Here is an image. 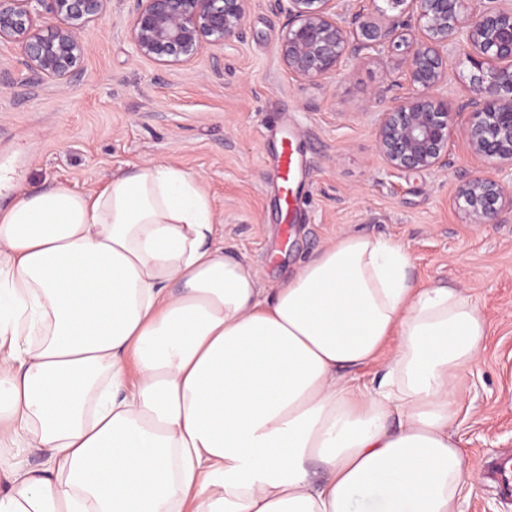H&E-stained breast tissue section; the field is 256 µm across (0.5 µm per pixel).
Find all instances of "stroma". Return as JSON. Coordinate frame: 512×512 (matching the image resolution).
<instances>
[{
  "mask_svg": "<svg viewBox=\"0 0 512 512\" xmlns=\"http://www.w3.org/2000/svg\"><path fill=\"white\" fill-rule=\"evenodd\" d=\"M134 0H110L80 34L84 53L66 82L37 79L10 44L0 45V169L14 192L63 182L87 193L148 161L199 176L231 256L246 257L265 285L279 283L344 233L403 242L419 286L465 290L484 315L482 357L457 381V433L475 474L458 512H512L485 477V460L512 449V218L471 224L451 202L474 168L454 134L443 169L390 171L374 140L379 96L398 77L395 60L352 58L336 77L297 81L278 47L285 17L252 0L243 39L214 60L204 50L165 68L135 54L126 37ZM300 164L298 198L286 207L274 177L282 139Z\"/></svg>",
  "mask_w": 512,
  "mask_h": 512,
  "instance_id": "obj_1",
  "label": "stroma"
}]
</instances>
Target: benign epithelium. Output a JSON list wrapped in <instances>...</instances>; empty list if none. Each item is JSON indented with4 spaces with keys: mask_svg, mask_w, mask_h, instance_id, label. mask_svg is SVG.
Returning <instances> with one entry per match:
<instances>
[{
    "mask_svg": "<svg viewBox=\"0 0 512 512\" xmlns=\"http://www.w3.org/2000/svg\"><path fill=\"white\" fill-rule=\"evenodd\" d=\"M109 0H0V43L14 45L41 79L68 80L84 51L79 33L102 20ZM127 34L136 52L163 66L183 65L206 49L243 38L251 0H134ZM285 14L279 55L299 81L339 74L364 51L401 57L409 92L380 107L375 143L395 172L448 167V143L464 131L474 161L512 171V7L501 0H386L398 13L348 18L339 0H273ZM472 67L466 101L456 112L437 90L448 81V46ZM452 202L472 224H503L512 190L476 171L456 187Z\"/></svg>",
    "mask_w": 512,
    "mask_h": 512,
    "instance_id": "7a95c632",
    "label": "benign epithelium"
}]
</instances>
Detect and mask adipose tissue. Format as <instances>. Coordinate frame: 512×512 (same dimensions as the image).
Masks as SVG:
<instances>
[{"label":"adipose tissue","instance_id":"adipose-tissue-1","mask_svg":"<svg viewBox=\"0 0 512 512\" xmlns=\"http://www.w3.org/2000/svg\"><path fill=\"white\" fill-rule=\"evenodd\" d=\"M217 232L161 162L0 209V512H457L472 299L362 233L267 289Z\"/></svg>","mask_w":512,"mask_h":512}]
</instances>
